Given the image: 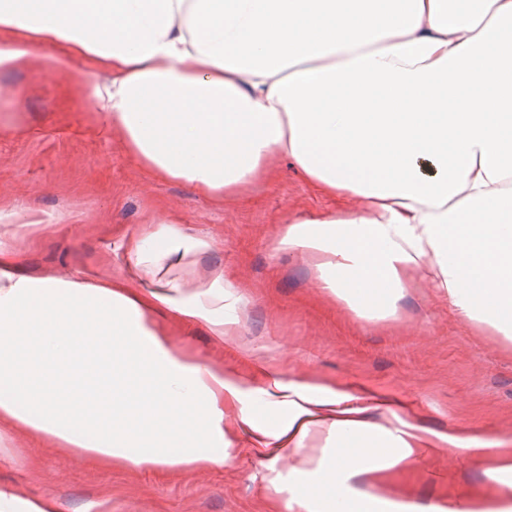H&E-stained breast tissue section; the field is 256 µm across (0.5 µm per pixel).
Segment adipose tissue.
I'll return each instance as SVG.
<instances>
[{
    "instance_id": "obj_1",
    "label": "adipose tissue",
    "mask_w": 512,
    "mask_h": 512,
    "mask_svg": "<svg viewBox=\"0 0 512 512\" xmlns=\"http://www.w3.org/2000/svg\"><path fill=\"white\" fill-rule=\"evenodd\" d=\"M68 75L150 173L215 199L284 155L355 209L290 219L281 244L361 318L436 272L461 319L512 338V0H0V69ZM91 62L100 78L69 73ZM171 217L128 237L119 281L33 277L0 237V419L95 464L220 466L224 402L307 459L291 512H392L352 475L412 454L358 395L243 380L174 351L161 309L227 333L224 270Z\"/></svg>"
}]
</instances>
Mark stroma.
Listing matches in <instances>:
<instances>
[{
  "instance_id": "1",
  "label": "stroma",
  "mask_w": 512,
  "mask_h": 512,
  "mask_svg": "<svg viewBox=\"0 0 512 512\" xmlns=\"http://www.w3.org/2000/svg\"><path fill=\"white\" fill-rule=\"evenodd\" d=\"M15 205L55 218L44 230H15L20 262L34 277L98 269L123 278L124 240L151 219L176 216L186 234L211 240L210 258L230 283L224 310L237 324L220 340L204 324L157 315L174 349L254 389L273 377L341 384L364 397L387 393L399 419L373 408L369 422L391 431L408 422L432 445L399 466L353 477L354 489L398 512H445L463 497L512 512V490L497 482L501 456H512V340L460 321L425 272L409 279L394 314L372 320L320 287L314 260L280 241L290 217L339 202L317 192L287 157H274L264 178L218 203L149 174L66 77L35 67L0 71V209ZM239 408L224 403L231 445L221 467H99L4 426L0 486L25 500L57 499L60 512H288L298 471L324 440L270 452L242 424ZM462 428L493 449L472 457L448 447L444 436Z\"/></svg>"
}]
</instances>
